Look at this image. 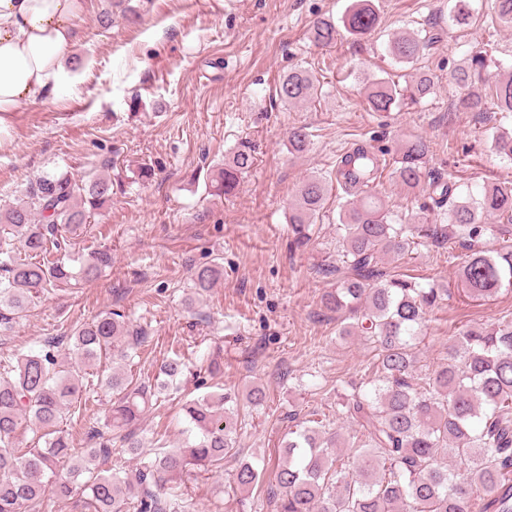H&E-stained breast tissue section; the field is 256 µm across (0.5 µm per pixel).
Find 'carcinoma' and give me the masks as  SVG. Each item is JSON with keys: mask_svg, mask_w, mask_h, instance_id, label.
Listing matches in <instances>:
<instances>
[{"mask_svg": "<svg viewBox=\"0 0 512 512\" xmlns=\"http://www.w3.org/2000/svg\"><path fill=\"white\" fill-rule=\"evenodd\" d=\"M491 10L512 26V0H494ZM472 18L469 0H455L451 25L463 28ZM378 25L371 0H360L343 18L345 30L354 36H367ZM338 36L331 19L312 21L309 37L316 46H331ZM425 48V39L406 32L390 41L388 53L396 62L410 64ZM450 79L461 108L512 115V76L487 87L482 55L455 66ZM315 81L310 71L295 67L281 76L276 94L284 104L302 103L312 97ZM432 90L426 75L401 89L375 79L366 99L371 111L387 113L400 103H419ZM309 144L307 127L289 130V153L299 155ZM493 148L512 159V135L503 131L493 136ZM366 153L363 147L346 153L336 169L337 183L356 192L357 200L339 214L348 271L322 305L339 314V335L359 336L370 346L374 377L339 397L336 416L347 423V431L306 420L285 435L284 459L271 480L276 512H512V492L499 498L494 509L486 502L512 476V321L459 331L448 338L437 367L416 379L415 348L442 291L380 270L386 260H403L418 235L469 252L458 271L466 297L488 300L511 289L512 244L505 240L489 248L485 239L512 231V181L486 183L476 198L455 183L429 177V146L415 138L395 158L391 175L410 193L429 184L446 223L394 224L383 200L372 192L379 170L363 168L360 156ZM254 160L253 145L239 142L224 167L211 175L213 195L234 193ZM328 190L329 180L320 175L302 182L288 214L295 247L310 242ZM110 201L111 176L83 180L66 171L39 177L16 204L0 210V224L7 227L0 238V325L24 319L33 300L45 292L80 279L92 281L110 266L106 252L94 253L76 272L65 262L91 213ZM488 217L498 223H484ZM222 275L216 262L197 268L195 289L209 290ZM126 339L138 345L145 336L120 314L104 312L70 331L69 362H59L57 347L47 345L18 352L0 365V512H41L48 490L70 512H167L178 497L173 485L177 476L224 464L236 444L241 404L256 409L265 402L259 385L242 399L214 393L186 402L184 416L196 438L177 448L153 449L133 480L94 467L96 460L111 457L114 437L131 455H143L133 427L152 398L183 374L175 358L160 364L152 383L137 384L123 372L110 373L105 385L112 391V409L104 427L111 437L96 448H71L60 423L81 402V367L108 353L114 360L127 359ZM25 425L34 434L31 448L13 441ZM338 448L348 449L349 456L335 453ZM444 453L459 467H449ZM233 481L248 492L263 484L264 472L243 460Z\"/></svg>", "mask_w": 512, "mask_h": 512, "instance_id": "cac0c4a2", "label": "carcinoma"}]
</instances>
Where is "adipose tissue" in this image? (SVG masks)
Listing matches in <instances>:
<instances>
[{
    "mask_svg": "<svg viewBox=\"0 0 512 512\" xmlns=\"http://www.w3.org/2000/svg\"><path fill=\"white\" fill-rule=\"evenodd\" d=\"M82 0H0V131L14 112L58 88Z\"/></svg>",
    "mask_w": 512,
    "mask_h": 512,
    "instance_id": "obj_1",
    "label": "adipose tissue"
}]
</instances>
